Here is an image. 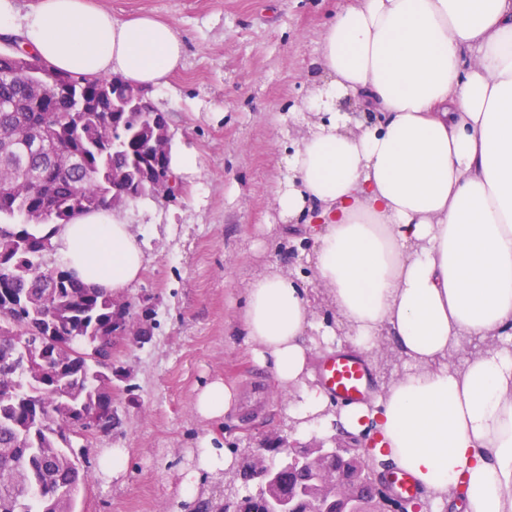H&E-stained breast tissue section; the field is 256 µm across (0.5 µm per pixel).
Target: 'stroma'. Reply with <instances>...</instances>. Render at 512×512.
I'll list each match as a JSON object with an SVG mask.
<instances>
[{
	"mask_svg": "<svg viewBox=\"0 0 512 512\" xmlns=\"http://www.w3.org/2000/svg\"><path fill=\"white\" fill-rule=\"evenodd\" d=\"M119 19L148 13L170 24L185 46L167 87L148 95L166 112L171 144L194 150L195 173L181 176L172 201L146 198L120 212L142 242L146 264L125 293L148 308L150 333L127 336L112 352V406L120 423L82 451L90 478L79 512H159L173 507L190 451L215 436L237 456L288 437L313 445L287 422L283 394L269 369L246 351L239 329L248 280L270 267L309 288L317 318L335 308L317 284L274 202L282 158L321 114L306 107L321 82L316 66L326 24L345 0H93ZM266 382L254 393L252 375ZM215 376L235 384L242 401H259L250 423L200 421L196 389ZM126 451L119 480L99 476L108 449Z\"/></svg>",
	"mask_w": 512,
	"mask_h": 512,
	"instance_id": "35a3bbf8",
	"label": "stroma"
}]
</instances>
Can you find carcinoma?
Segmentation results:
<instances>
[{
  "mask_svg": "<svg viewBox=\"0 0 512 512\" xmlns=\"http://www.w3.org/2000/svg\"><path fill=\"white\" fill-rule=\"evenodd\" d=\"M31 59L0 53V311L11 315L0 319V512H77L87 472L73 446L76 420L112 408V347L143 330L133 302L45 263L42 227L111 207L114 175L134 198L150 197L131 155L152 151L158 127L131 99L113 97L117 81L136 90L122 78L53 68L34 83L25 74ZM43 124L53 125L50 143L26 150L22 134ZM33 181L39 199L29 194ZM48 342L58 348L44 362L38 352ZM340 469L305 482L294 512H317ZM280 475L234 512H269L270 499L304 479L286 462Z\"/></svg>",
  "mask_w": 512,
  "mask_h": 512,
  "instance_id": "1",
  "label": "carcinoma"
}]
</instances>
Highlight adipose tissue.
<instances>
[{
  "label": "adipose tissue",
  "mask_w": 512,
  "mask_h": 512,
  "mask_svg": "<svg viewBox=\"0 0 512 512\" xmlns=\"http://www.w3.org/2000/svg\"><path fill=\"white\" fill-rule=\"evenodd\" d=\"M1 33L57 70L143 88L166 85L184 56L171 25L116 19L89 0H39L23 15L0 0ZM319 58L328 80L309 107L327 119L284 157L274 203L283 220H303L307 261L340 323L315 320L308 289L274 268L244 291V343L290 394L298 432L368 433L370 456L448 512H512V350L448 362L468 339L512 335V0H348ZM343 97L374 123L337 111ZM50 231L59 262L88 287L119 296L143 269L116 212H80ZM384 336L408 368L371 402L337 403L316 383V346L365 359ZM237 401L216 378L194 408L220 422ZM234 465V449L202 438L180 472L177 512Z\"/></svg>",
  "instance_id": "1"
}]
</instances>
